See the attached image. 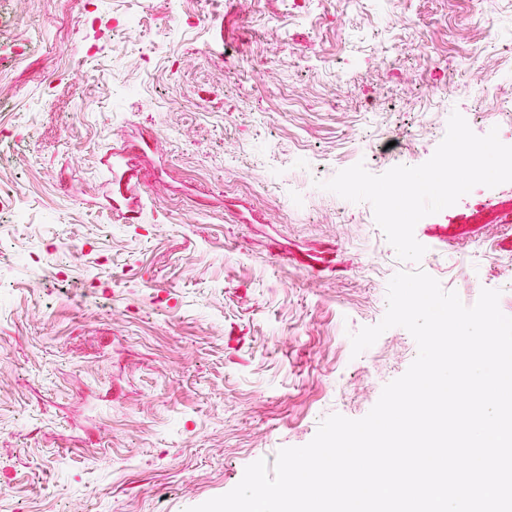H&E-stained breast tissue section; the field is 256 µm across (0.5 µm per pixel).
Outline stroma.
I'll return each mask as SVG.
<instances>
[{
    "instance_id": "obj_1",
    "label": "stroma",
    "mask_w": 512,
    "mask_h": 512,
    "mask_svg": "<svg viewBox=\"0 0 512 512\" xmlns=\"http://www.w3.org/2000/svg\"><path fill=\"white\" fill-rule=\"evenodd\" d=\"M288 4L248 18L236 0H0V136L16 146L0 189L27 217L0 229V512H187L328 416H366L416 358L390 328L388 367L360 386L371 361L350 336L381 321L407 264L361 277V205L339 230L335 197L290 198L359 162L415 165L420 105L470 85L476 49L496 65L512 0ZM141 12L145 57L110 25ZM400 44L415 87L369 78ZM146 133L137 192L105 186L107 154ZM414 234L474 305L500 270L463 283L454 250L488 238L512 258V183Z\"/></svg>"
}]
</instances>
